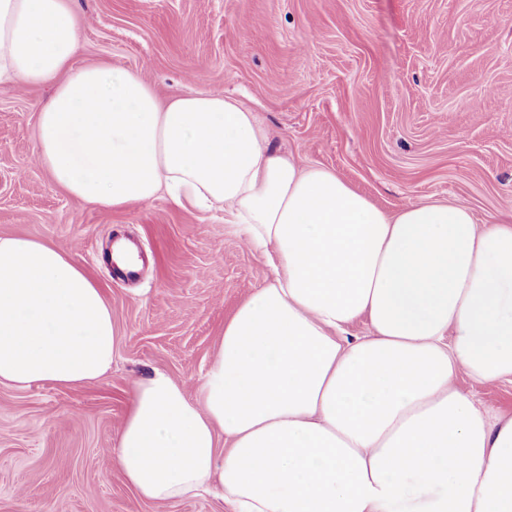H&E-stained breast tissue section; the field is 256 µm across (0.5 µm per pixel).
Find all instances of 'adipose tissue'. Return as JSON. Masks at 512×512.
<instances>
[{
  "mask_svg": "<svg viewBox=\"0 0 512 512\" xmlns=\"http://www.w3.org/2000/svg\"><path fill=\"white\" fill-rule=\"evenodd\" d=\"M74 0H0V81L50 83L37 156L105 210L166 194L218 209L271 278L224 323L198 397L137 380L115 454L144 500L219 487L232 512H512V416L453 385L512 378V220L425 202L388 214L275 152L255 112L70 63ZM367 319L370 335L348 340ZM116 333L100 288L47 243L0 237V385L92 383Z\"/></svg>",
  "mask_w": 512,
  "mask_h": 512,
  "instance_id": "1",
  "label": "adipose tissue"
}]
</instances>
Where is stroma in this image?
Segmentation results:
<instances>
[{"mask_svg":"<svg viewBox=\"0 0 512 512\" xmlns=\"http://www.w3.org/2000/svg\"><path fill=\"white\" fill-rule=\"evenodd\" d=\"M75 66L136 71L160 99L205 91L257 112L273 149L330 169L381 209L469 206L512 218V0H74ZM50 85L0 83V236L68 252L112 308L111 370L77 387L0 385V512H231L213 494L166 505L128 486L114 452L136 380L197 396L224 322L270 270L219 211L160 197L103 211L36 161ZM137 281L93 256L112 237ZM455 387L512 415V383Z\"/></svg>","mask_w":512,"mask_h":512,"instance_id":"35a3bbf8","label":"stroma"}]
</instances>
